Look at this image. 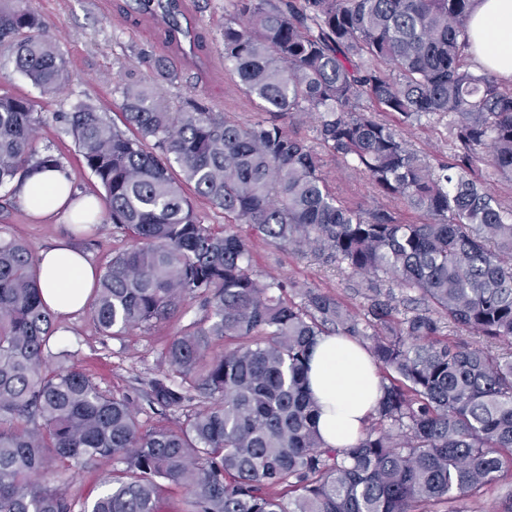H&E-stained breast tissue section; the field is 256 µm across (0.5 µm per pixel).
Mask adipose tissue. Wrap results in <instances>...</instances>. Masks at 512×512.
I'll list each match as a JSON object with an SVG mask.
<instances>
[{
	"label": "adipose tissue",
	"mask_w": 512,
	"mask_h": 512,
	"mask_svg": "<svg viewBox=\"0 0 512 512\" xmlns=\"http://www.w3.org/2000/svg\"><path fill=\"white\" fill-rule=\"evenodd\" d=\"M477 62L512 79V0H474L468 20ZM58 169L36 170L18 187L21 202L34 217L73 216L77 202ZM96 270L79 251L60 245L39 254L42 298L52 311L81 310ZM307 383L320 408L317 430L332 448L354 446L383 394L378 370L363 344L336 335L316 337L309 352Z\"/></svg>",
	"instance_id": "ef3b65f1"
}]
</instances>
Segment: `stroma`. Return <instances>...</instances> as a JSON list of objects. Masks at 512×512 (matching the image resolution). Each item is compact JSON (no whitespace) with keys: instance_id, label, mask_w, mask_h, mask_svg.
Here are the masks:
<instances>
[{"instance_id":"stroma-1","label":"stroma","mask_w":512,"mask_h":512,"mask_svg":"<svg viewBox=\"0 0 512 512\" xmlns=\"http://www.w3.org/2000/svg\"><path fill=\"white\" fill-rule=\"evenodd\" d=\"M48 26L57 52L67 65L66 80L55 94L43 95L24 75L17 72L8 45L0 44V92L19 94L30 99L42 121L37 127L38 151L57 155L71 176V185L81 195L102 196L97 179L86 168L71 135L58 113L70 111L77 100L93 103L107 115L120 112L123 101L117 81L124 75L148 78L155 59H168L178 74L173 84L163 87L171 105L183 97L206 99L216 111L226 112L242 122L253 120L257 108L241 90L236 78L224 71L220 56L224 9L228 0H185L187 16L199 37L195 53L202 68L188 64L182 54L168 48L162 27L135 13L133 0H29ZM405 139L429 155L431 164L450 159L445 124L431 123L403 128ZM321 169L329 185L346 205L372 209L384 200L373 192L367 179L344 166L340 159L319 152ZM0 236L25 240L34 250L60 242L69 243L87 253L98 269H105L115 252L129 246V239L115 233L111 225L99 223L85 234L75 225L54 218H34L19 199L0 210ZM253 271L260 280L275 277L306 282L345 301L353 310L362 311L371 289L381 281L370 275L323 262L312 256H300L255 239ZM208 313L200 299L189 300L180 318L148 331L138 330L115 339L103 335L87 311L56 318L58 338L63 349L74 352L78 365L99 386L114 394L137 395L139 418L145 425L181 420L178 412L160 416L149 408L140 392L145 382L164 369L162 349L170 336L188 323ZM453 512H512V478L492 485L476 498L462 499Z\"/></svg>"}]
</instances>
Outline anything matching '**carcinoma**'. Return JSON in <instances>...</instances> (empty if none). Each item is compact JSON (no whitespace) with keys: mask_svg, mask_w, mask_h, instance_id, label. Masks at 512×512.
Returning <instances> with one entry per match:
<instances>
[{"mask_svg":"<svg viewBox=\"0 0 512 512\" xmlns=\"http://www.w3.org/2000/svg\"><path fill=\"white\" fill-rule=\"evenodd\" d=\"M224 69L261 117L241 123L194 97L170 110L155 83L122 81L120 121L86 101L56 115L104 190L107 220L134 244L112 257L86 308L122 337L201 298L210 316L172 336L143 397L177 427H147L128 395L57 350L54 313L27 242L0 239V512H427L512 477V205L468 177L483 163L512 183V87L466 61L472 0H229ZM177 47L196 33L183 0H138ZM0 43L45 95L65 80L47 25L0 0ZM446 121L453 161L434 168L392 124ZM311 119L320 147L423 220L350 207L315 146L286 128ZM34 105L0 94V190L63 168L34 145ZM190 188L193 194L185 192ZM269 244L392 284L357 314L307 283L261 281L250 241L203 223L197 201ZM415 292L397 299L393 287ZM460 337L449 340L444 329ZM361 342L384 380L373 423L325 446L306 387L315 338ZM476 337L473 343L466 337ZM201 398L204 406L193 402ZM123 468L76 505L66 472Z\"/></svg>","mask_w":512,"mask_h":512,"instance_id":"1","label":"carcinoma"}]
</instances>
